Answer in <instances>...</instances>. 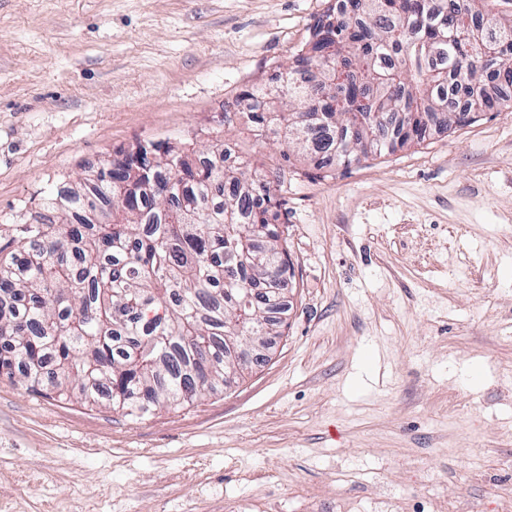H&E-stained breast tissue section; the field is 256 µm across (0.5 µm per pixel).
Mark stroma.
<instances>
[{
    "instance_id": "1",
    "label": "stroma",
    "mask_w": 512,
    "mask_h": 512,
    "mask_svg": "<svg viewBox=\"0 0 512 512\" xmlns=\"http://www.w3.org/2000/svg\"><path fill=\"white\" fill-rule=\"evenodd\" d=\"M333 0H0V224L117 148L223 136ZM267 360L140 422L0 379V512L512 506V107L349 167L292 157Z\"/></svg>"
}]
</instances>
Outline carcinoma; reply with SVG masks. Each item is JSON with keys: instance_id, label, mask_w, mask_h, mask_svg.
Instances as JSON below:
<instances>
[{"instance_id": "1", "label": "carcinoma", "mask_w": 512, "mask_h": 512, "mask_svg": "<svg viewBox=\"0 0 512 512\" xmlns=\"http://www.w3.org/2000/svg\"><path fill=\"white\" fill-rule=\"evenodd\" d=\"M282 85L224 111L322 165L425 139L501 102L512 17L492 0H338ZM464 88L451 108L448 84ZM286 170L231 160L216 138L196 160L170 143L120 150L44 199L53 216L0 224V377L142 420L183 408L244 371L229 335H280L291 258L276 195Z\"/></svg>"}]
</instances>
